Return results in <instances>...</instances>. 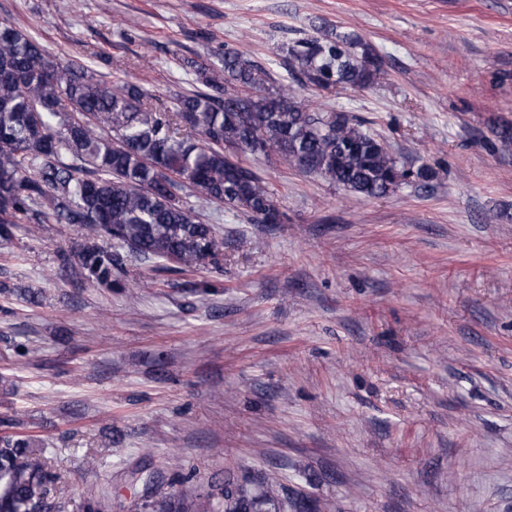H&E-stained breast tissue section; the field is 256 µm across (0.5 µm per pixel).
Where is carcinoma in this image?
<instances>
[{
	"mask_svg": "<svg viewBox=\"0 0 512 512\" xmlns=\"http://www.w3.org/2000/svg\"><path fill=\"white\" fill-rule=\"evenodd\" d=\"M288 68L318 88H369L378 58L354 34L324 32L280 47ZM203 91L171 111L131 81L107 83L53 59L37 39L0 24V241L20 224H78L74 257L84 277L108 288L127 276L120 250L182 273L223 261L224 243L179 192L245 213L258 224L280 214L247 163L278 155L362 199L389 196L405 170L387 144L342 111H311L296 90H269L270 73L232 49L196 66ZM112 242L105 248L98 238ZM44 451L19 432H0V512H37L54 487ZM143 512H282L267 481L241 483L224 500L206 494L148 496Z\"/></svg>",
	"mask_w": 512,
	"mask_h": 512,
	"instance_id": "obj_1",
	"label": "carcinoma"
}]
</instances>
